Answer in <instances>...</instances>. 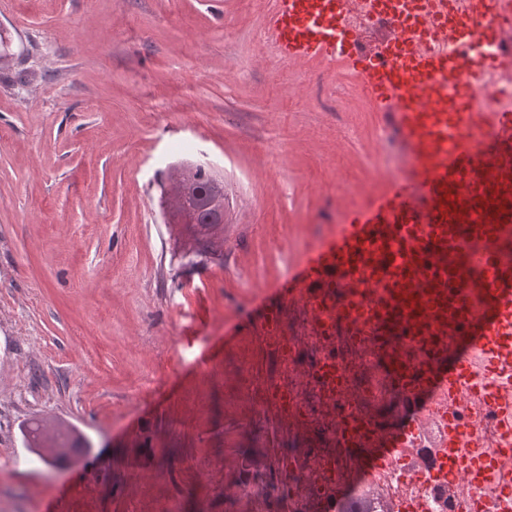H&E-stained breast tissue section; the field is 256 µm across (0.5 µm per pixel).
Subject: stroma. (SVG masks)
<instances>
[{"label":"stroma","instance_id":"35a3bbf8","mask_svg":"<svg viewBox=\"0 0 512 512\" xmlns=\"http://www.w3.org/2000/svg\"><path fill=\"white\" fill-rule=\"evenodd\" d=\"M274 6L0 0V512H265L231 495L243 449L301 447L261 294L404 154L341 63L275 55ZM199 160L224 254L189 266L160 183ZM31 419L91 446L49 467Z\"/></svg>","mask_w":512,"mask_h":512}]
</instances>
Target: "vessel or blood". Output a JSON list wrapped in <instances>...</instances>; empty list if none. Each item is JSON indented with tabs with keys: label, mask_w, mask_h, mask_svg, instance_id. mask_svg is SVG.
<instances>
[{
	"label": "vessel or blood",
	"mask_w": 512,
	"mask_h": 512,
	"mask_svg": "<svg viewBox=\"0 0 512 512\" xmlns=\"http://www.w3.org/2000/svg\"><path fill=\"white\" fill-rule=\"evenodd\" d=\"M365 16L389 30L371 51ZM511 19L512 0H275L264 32L279 58L343 62L406 154L402 174L370 183L267 285L276 302L260 327L274 335L293 304L313 332L382 353L398 410L385 422L338 415L332 437L368 478L434 426L436 463L404 476L454 512L512 495V86L491 107L475 95L512 70ZM313 370L349 382L334 356ZM352 481L331 482L323 512H338Z\"/></svg>",
	"instance_id": "obj_1"
}]
</instances>
